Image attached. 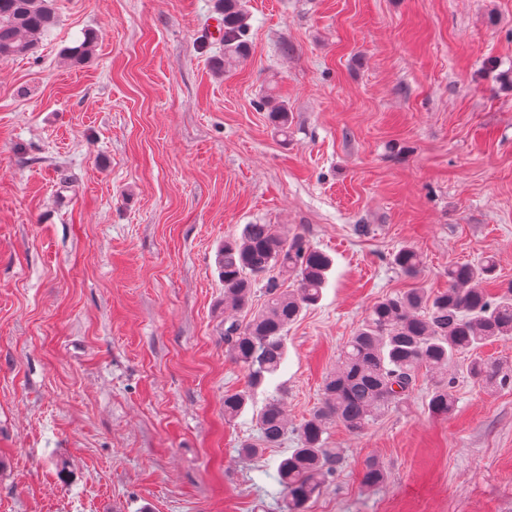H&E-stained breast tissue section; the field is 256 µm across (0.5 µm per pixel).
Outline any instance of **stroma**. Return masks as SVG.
Returning a JSON list of instances; mask_svg holds the SVG:
<instances>
[{
    "instance_id": "obj_1",
    "label": "stroma",
    "mask_w": 512,
    "mask_h": 512,
    "mask_svg": "<svg viewBox=\"0 0 512 512\" xmlns=\"http://www.w3.org/2000/svg\"><path fill=\"white\" fill-rule=\"evenodd\" d=\"M241 4L228 69L218 0H56L50 37L0 61V512H282L277 464L376 300L489 255L512 286V0ZM247 224L332 267L228 423L248 388L224 321L250 314L225 310L217 256ZM404 246L418 277L391 262ZM468 362L448 367L451 417L422 375L363 432L332 426L337 474L308 512H512V383ZM276 394L287 439L240 456ZM392 262L405 276L414 278L422 269L423 258L414 248L403 247L393 255Z\"/></svg>"
}]
</instances>
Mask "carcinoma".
<instances>
[{"mask_svg": "<svg viewBox=\"0 0 512 512\" xmlns=\"http://www.w3.org/2000/svg\"><path fill=\"white\" fill-rule=\"evenodd\" d=\"M224 9V67L245 57L247 24L239 0H220ZM57 23L54 0H0V60L26 55L37 40ZM93 37L70 48L67 58L81 64L88 57ZM263 106L272 121L288 128V111L268 95ZM393 264L407 277L421 271L423 258L412 247L399 249ZM218 266L224 279V305L234 310L252 306L261 276L278 271L292 276L296 287L266 284L263 306L246 322L232 321L224 328L229 358L247 374L248 387L263 386L285 361L284 334L302 311L322 297L330 258L312 248L299 234H288L272 224H247L241 235L224 241ZM496 261L486 257L474 263L448 267V288L434 295L410 288L376 301L368 316L343 346L336 370L323 383L321 406L301 426V447L277 465V482L285 498V512H306L308 503L335 475L340 449L326 446L324 434L334 423L361 432L402 402L420 370L434 379L427 410L446 417L456 407L448 364L458 354L470 355L469 373L486 383L499 371L479 350L501 336H512V289L495 296ZM249 400L247 392L224 396V419L237 417ZM261 441L272 448L288 434V414L278 395L268 399L257 415ZM385 473L378 461H366L362 483H382Z\"/></svg>", "mask_w": 512, "mask_h": 512, "instance_id": "1", "label": "carcinoma"}]
</instances>
